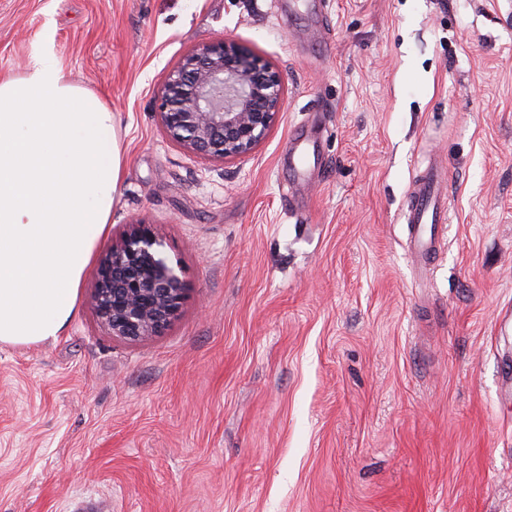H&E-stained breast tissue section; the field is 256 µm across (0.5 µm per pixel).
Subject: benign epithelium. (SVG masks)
Masks as SVG:
<instances>
[{
    "label": "benign epithelium",
    "mask_w": 512,
    "mask_h": 512,
    "mask_svg": "<svg viewBox=\"0 0 512 512\" xmlns=\"http://www.w3.org/2000/svg\"><path fill=\"white\" fill-rule=\"evenodd\" d=\"M156 102L170 142L208 160L242 159L275 123L284 79L276 67L224 38L184 56ZM187 293L182 267L166 256L165 241L137 223L99 261L93 307L109 334L137 342L165 330Z\"/></svg>",
    "instance_id": "benign-epithelium-1"
}]
</instances>
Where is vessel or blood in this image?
<instances>
[{"label": "vessel or blood", "mask_w": 512, "mask_h": 512, "mask_svg": "<svg viewBox=\"0 0 512 512\" xmlns=\"http://www.w3.org/2000/svg\"><path fill=\"white\" fill-rule=\"evenodd\" d=\"M442 181L438 169L426 170L418 179L410 198L408 222L412 229V248L414 254L421 257L430 254L436 235L448 221Z\"/></svg>", "instance_id": "vessel-or-blood-1"}]
</instances>
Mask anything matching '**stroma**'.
Segmentation results:
<instances>
[{"mask_svg": "<svg viewBox=\"0 0 512 512\" xmlns=\"http://www.w3.org/2000/svg\"><path fill=\"white\" fill-rule=\"evenodd\" d=\"M225 37L285 101L217 162L156 95ZM44 52L122 150L94 259L148 224L188 295L127 342L90 267L58 336L0 345V512H512V0H0V74ZM432 161L448 222L420 263ZM442 182L444 181L440 172L432 167L420 176L412 192L408 207V224H411L412 229L411 242L414 255L428 256L442 224L448 221ZM426 224H430L429 232L425 227Z\"/></svg>", "mask_w": 512, "mask_h": 512, "instance_id": "obj_1", "label": "stroma"}]
</instances>
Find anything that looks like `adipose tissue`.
Returning a JSON list of instances; mask_svg holds the SVG:
<instances>
[{
	"label": "adipose tissue",
	"instance_id": "adipose-tissue-1",
	"mask_svg": "<svg viewBox=\"0 0 512 512\" xmlns=\"http://www.w3.org/2000/svg\"><path fill=\"white\" fill-rule=\"evenodd\" d=\"M121 163L111 111L53 57L0 77V344L44 342L72 319Z\"/></svg>",
	"mask_w": 512,
	"mask_h": 512
}]
</instances>
